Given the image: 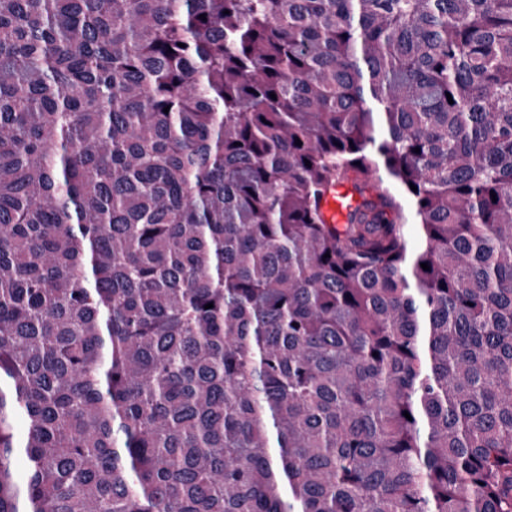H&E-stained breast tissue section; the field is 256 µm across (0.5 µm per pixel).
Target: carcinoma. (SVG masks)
<instances>
[{
    "instance_id": "1",
    "label": "carcinoma",
    "mask_w": 512,
    "mask_h": 512,
    "mask_svg": "<svg viewBox=\"0 0 512 512\" xmlns=\"http://www.w3.org/2000/svg\"><path fill=\"white\" fill-rule=\"evenodd\" d=\"M0 512H512V0H0Z\"/></svg>"
}]
</instances>
